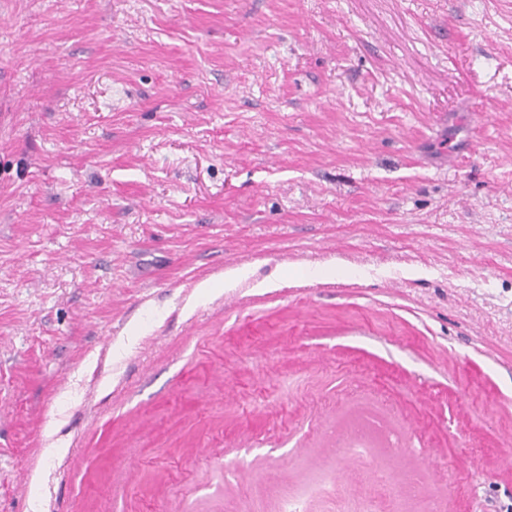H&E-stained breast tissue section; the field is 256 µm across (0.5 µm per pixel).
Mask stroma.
Instances as JSON below:
<instances>
[{
  "mask_svg": "<svg viewBox=\"0 0 512 512\" xmlns=\"http://www.w3.org/2000/svg\"><path fill=\"white\" fill-rule=\"evenodd\" d=\"M291 497L512 502V0H0V512Z\"/></svg>",
  "mask_w": 512,
  "mask_h": 512,
  "instance_id": "obj_1",
  "label": "stroma"
}]
</instances>
